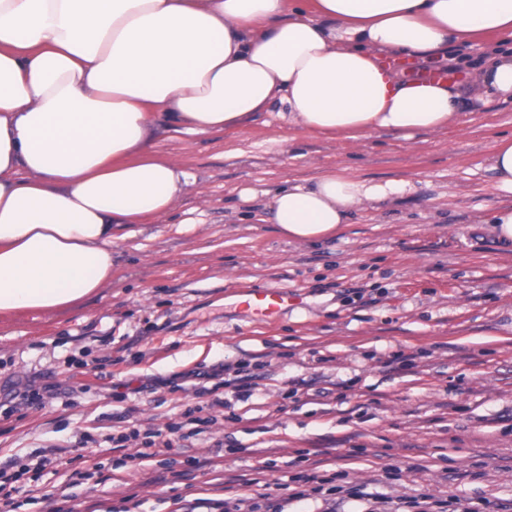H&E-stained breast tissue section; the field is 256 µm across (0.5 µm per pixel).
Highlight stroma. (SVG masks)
<instances>
[{
  "label": "stroma",
  "instance_id": "obj_1",
  "mask_svg": "<svg viewBox=\"0 0 512 512\" xmlns=\"http://www.w3.org/2000/svg\"><path fill=\"white\" fill-rule=\"evenodd\" d=\"M512 100L462 123L358 141L265 113L242 130L157 132L194 175L167 215L112 246V279L80 306L0 319V466L25 468L18 512H178L259 481L258 512H512V250L490 221L512 194L489 172ZM337 172L398 192L336 236H279L272 197ZM303 293L274 324L226 290ZM247 376L249 398L230 382ZM58 384L54 398L23 397ZM200 407L206 431L186 412ZM158 429L186 449L135 459L113 436ZM332 496L290 497L294 476Z\"/></svg>",
  "mask_w": 512,
  "mask_h": 512
}]
</instances>
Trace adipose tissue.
Returning a JSON list of instances; mask_svg holds the SVG:
<instances>
[{
    "mask_svg": "<svg viewBox=\"0 0 512 512\" xmlns=\"http://www.w3.org/2000/svg\"><path fill=\"white\" fill-rule=\"evenodd\" d=\"M482 34L499 44L464 91L382 61ZM493 96L512 97V0H0V316L81 303L122 227L172 209L193 177L157 120L204 135L282 104L324 135L410 138ZM386 193L329 173L275 194L272 222L316 243Z\"/></svg>",
    "mask_w": 512,
    "mask_h": 512,
    "instance_id": "obj_1",
    "label": "adipose tissue"
}]
</instances>
